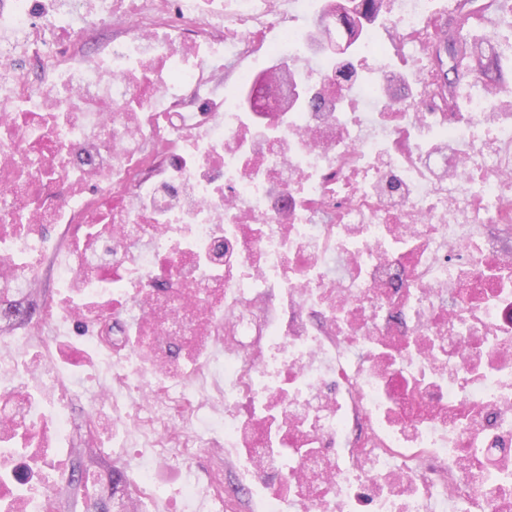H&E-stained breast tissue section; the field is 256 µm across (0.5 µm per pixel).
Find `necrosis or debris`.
I'll return each mask as SVG.
<instances>
[{
  "mask_svg": "<svg viewBox=\"0 0 512 512\" xmlns=\"http://www.w3.org/2000/svg\"><path fill=\"white\" fill-rule=\"evenodd\" d=\"M0 0V512H55L47 441L136 439L120 512L200 449L245 451L265 512H512V93L426 60L430 0H381L368 74L312 63L313 0ZM122 38L83 50L96 27ZM278 41L259 42L265 30ZM279 53L317 110L245 125L229 76ZM38 61L37 74L17 64ZM57 293L26 316L50 253Z\"/></svg>",
  "mask_w": 512,
  "mask_h": 512,
  "instance_id": "1",
  "label": "necrosis or debris"
}]
</instances>
